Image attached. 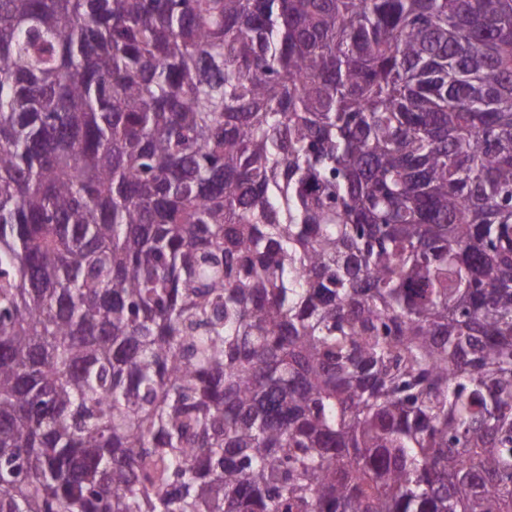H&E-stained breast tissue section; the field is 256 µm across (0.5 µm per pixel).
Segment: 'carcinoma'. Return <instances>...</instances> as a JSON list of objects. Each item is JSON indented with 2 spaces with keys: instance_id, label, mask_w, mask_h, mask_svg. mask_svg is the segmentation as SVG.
<instances>
[{
  "instance_id": "cac0c4a2",
  "label": "carcinoma",
  "mask_w": 512,
  "mask_h": 512,
  "mask_svg": "<svg viewBox=\"0 0 512 512\" xmlns=\"http://www.w3.org/2000/svg\"><path fill=\"white\" fill-rule=\"evenodd\" d=\"M0 512H512V0H0Z\"/></svg>"
}]
</instances>
